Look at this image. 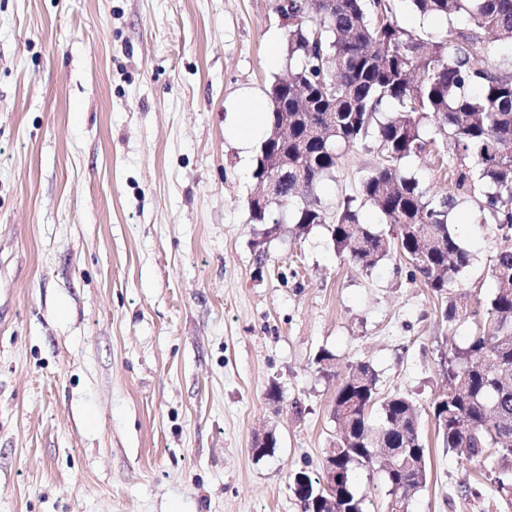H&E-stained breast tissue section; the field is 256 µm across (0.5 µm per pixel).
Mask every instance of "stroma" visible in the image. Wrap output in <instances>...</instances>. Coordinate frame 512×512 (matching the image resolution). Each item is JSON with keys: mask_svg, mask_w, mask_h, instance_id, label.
I'll use <instances>...</instances> for the list:
<instances>
[{"mask_svg": "<svg viewBox=\"0 0 512 512\" xmlns=\"http://www.w3.org/2000/svg\"><path fill=\"white\" fill-rule=\"evenodd\" d=\"M287 39L274 0H0V512H303L290 476L322 475L358 362L423 412L409 512H512L490 478L462 496L472 467L426 413L496 291L489 212L452 214L473 256L452 325L399 250L365 269L325 225L250 220L254 159L230 132ZM378 161L345 151L326 208ZM402 166L455 191L436 152ZM352 487L383 512L378 468Z\"/></svg>", "mask_w": 512, "mask_h": 512, "instance_id": "stroma-1", "label": "stroma"}]
</instances>
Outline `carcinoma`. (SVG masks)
<instances>
[{"mask_svg":"<svg viewBox=\"0 0 512 512\" xmlns=\"http://www.w3.org/2000/svg\"><path fill=\"white\" fill-rule=\"evenodd\" d=\"M422 17H467L469 28L450 26L437 41L394 20L392 0H285L288 19L287 76L267 91L268 131L256 156L255 188L248 200L251 222L274 224L275 209L256 199L273 153L288 159L278 169V193L299 203L292 223L306 232L328 225L336 249L363 268L384 259L392 247L441 299L442 320L465 313L450 287L472 255L449 222L454 195L429 194L401 160L435 144L425 127L440 126L458 162V193L488 210L498 231L492 274L496 292L482 309L479 332L448 359V389L429 405L444 447L497 474V490L512 495V71L477 68L483 35L512 41V0H408ZM288 117V142H274V113ZM372 138L382 161L366 170L358 195L328 213L316 194L331 177L342 151ZM375 208L389 238L361 222V209ZM377 374L367 363L351 366L339 384L333 418L340 434L329 449L336 459V485L320 490V478L305 472L293 481L308 486L311 512H363L351 487L355 465H376L388 487L385 512H401L428 480V448L420 413L409 397L378 401ZM380 405L381 425L370 415Z\"/></svg>","mask_w":512,"mask_h":512,"instance_id":"1","label":"carcinoma"}]
</instances>
